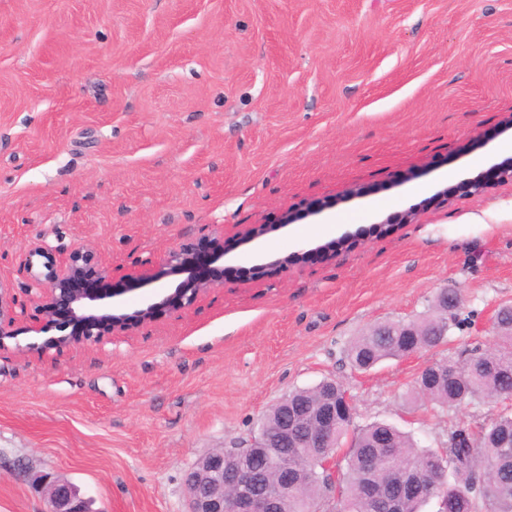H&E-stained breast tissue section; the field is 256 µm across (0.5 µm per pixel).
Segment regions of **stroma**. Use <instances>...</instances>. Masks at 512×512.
Masks as SVG:
<instances>
[{"mask_svg":"<svg viewBox=\"0 0 512 512\" xmlns=\"http://www.w3.org/2000/svg\"><path fill=\"white\" fill-rule=\"evenodd\" d=\"M511 119L512 0H0L11 295L40 245L93 251L129 312L171 248L221 239L225 268L122 336L47 350L60 328L18 320L0 352V512H46L58 477L95 512H183L189 466L249 446L272 405L326 378L356 424L423 448L496 415L486 399L433 417L410 396L426 363L493 347L512 303V183L454 190L512 161ZM261 224L278 230L242 243ZM446 288L471 321L442 347L350 366L363 331L423 317Z\"/></svg>","mask_w":512,"mask_h":512,"instance_id":"obj_1","label":"stroma"}]
</instances>
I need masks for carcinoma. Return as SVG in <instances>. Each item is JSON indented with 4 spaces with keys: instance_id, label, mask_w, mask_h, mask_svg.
<instances>
[{
    "instance_id": "cac0c4a2",
    "label": "carcinoma",
    "mask_w": 512,
    "mask_h": 512,
    "mask_svg": "<svg viewBox=\"0 0 512 512\" xmlns=\"http://www.w3.org/2000/svg\"><path fill=\"white\" fill-rule=\"evenodd\" d=\"M410 324L400 320L371 326L347 349V359L366 370L382 360L404 357L409 343L428 348L443 336H409ZM437 367L448 377L426 384L416 378L413 390L424 409L442 413L482 399H505L512 390V336H499L491 349L476 347L463 362L442 358ZM471 441L448 434L445 448H420L408 433L384 423L362 427L339 421L336 437H350L346 466L336 480L314 457L319 448L288 449V496L280 497L285 512H307L309 506L336 496V512H383L380 504L395 499L397 512H421L434 499L448 501L455 512H512V410L476 423ZM265 487L279 492L276 467L255 460Z\"/></svg>"
}]
</instances>
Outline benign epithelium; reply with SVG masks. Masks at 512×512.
Segmentation results:
<instances>
[{"instance_id": "benign-epithelium-1", "label": "benign epithelium", "mask_w": 512, "mask_h": 512, "mask_svg": "<svg viewBox=\"0 0 512 512\" xmlns=\"http://www.w3.org/2000/svg\"><path fill=\"white\" fill-rule=\"evenodd\" d=\"M512 181V163L490 170L485 176L465 181L459 190L481 195L494 182ZM34 254L45 259L46 273L34 277L35 287L29 289L30 300L49 321L63 309L67 324L77 330L73 335L52 340L55 347L97 341L100 328L107 325L115 334L130 330L153 320L159 305L176 301L180 307L191 305L194 298L213 286L197 271V256L193 245L182 244L166 252L161 264L169 275L184 279L173 293L158 302H146L133 313H102L100 306L124 294L123 288H110L112 271L98 263L92 252L78 247L65 259H55L46 247ZM5 288L0 285V351L7 348L6 340L14 338L13 327L23 312L6 301ZM284 415L269 430L260 429L251 447L233 451L214 450L202 456V470L190 466L185 473L188 512H278V497L262 488L253 469L256 457H274L281 448H301L308 441L312 448H326L319 464L336 473V420L344 413H353L352 399L343 390L331 389L317 403L297 404L288 399L279 403ZM48 512H93L91 500L67 479L51 481L46 487Z\"/></svg>"}]
</instances>
